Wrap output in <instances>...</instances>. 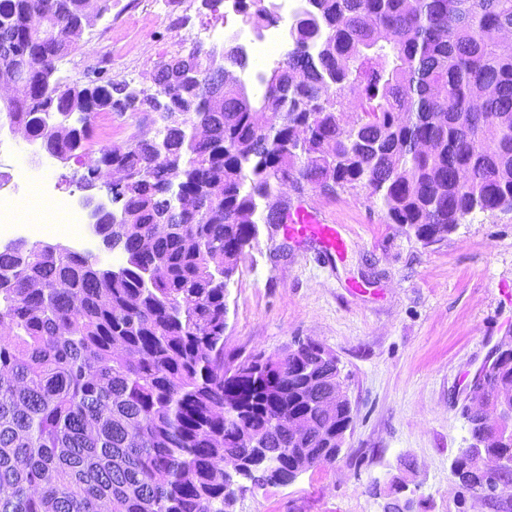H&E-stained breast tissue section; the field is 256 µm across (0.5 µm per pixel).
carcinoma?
<instances>
[{"instance_id":"carcinoma-1","label":"carcinoma","mask_w":512,"mask_h":512,"mask_svg":"<svg viewBox=\"0 0 512 512\" xmlns=\"http://www.w3.org/2000/svg\"><path fill=\"white\" fill-rule=\"evenodd\" d=\"M110 2L0 0V73L29 87L12 123L64 160L86 153L99 113L127 110L125 81L56 76L69 29ZM306 2L259 97L235 84L212 97L208 51L163 60L142 106L163 122L157 140L90 158V180L128 173L118 272L37 242L0 253V512H229L224 455L252 456L247 437L275 449L284 483L333 462L352 419L321 407L336 359L313 341L274 363L224 355L227 285L281 187L366 188L425 245L512 205V0ZM237 11L276 20L271 0ZM62 112L84 118L58 128ZM497 378L512 384V349ZM283 415L311 422L303 442L276 430ZM462 416L481 440V408ZM456 465L481 479L469 458Z\"/></svg>"}]
</instances>
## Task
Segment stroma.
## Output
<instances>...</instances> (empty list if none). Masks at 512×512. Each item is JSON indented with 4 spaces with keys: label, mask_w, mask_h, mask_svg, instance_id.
Listing matches in <instances>:
<instances>
[{
    "label": "stroma",
    "mask_w": 512,
    "mask_h": 512,
    "mask_svg": "<svg viewBox=\"0 0 512 512\" xmlns=\"http://www.w3.org/2000/svg\"><path fill=\"white\" fill-rule=\"evenodd\" d=\"M84 27L57 63L64 80H83L109 55L114 80L134 72L146 88L160 61L180 54L170 17L147 0H120ZM151 114L102 113L90 153L153 138ZM290 208L306 206L338 224L344 260L316 243L295 244L280 225H262L228 289L224 352L277 354L311 340L338 359L353 409L340 457L293 484L246 492L231 512H382L374 481L417 465L419 512H458L451 467L470 442L461 414L469 383L498 345L512 341V212L475 213L426 245L387 223L363 189L329 195L285 186ZM360 290H351V283Z\"/></svg>",
    "instance_id": "35a3bbf8"
}]
</instances>
